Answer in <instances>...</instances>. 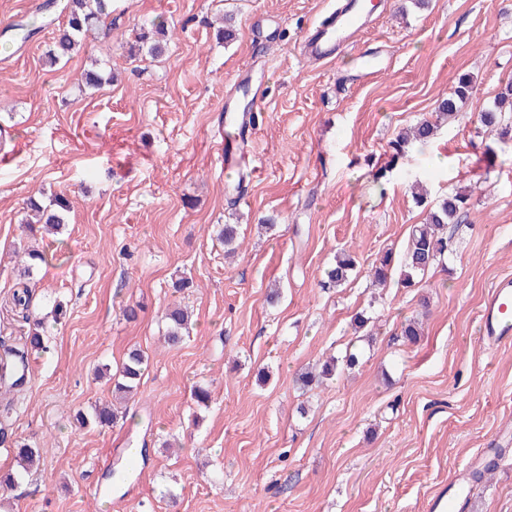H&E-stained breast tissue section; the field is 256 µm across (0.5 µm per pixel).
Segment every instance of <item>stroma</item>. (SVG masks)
<instances>
[{
	"label": "stroma",
	"instance_id": "stroma-1",
	"mask_svg": "<svg viewBox=\"0 0 512 512\" xmlns=\"http://www.w3.org/2000/svg\"><path fill=\"white\" fill-rule=\"evenodd\" d=\"M44 2L0 0V340L30 331L14 305L21 289L39 314L57 299L69 314L48 324L50 350L31 355L14 396V435L41 461L0 512H428L431 495L512 427V347L477 335L489 288L512 276V141L463 120L394 165L388 144L459 75L475 81L468 113L512 81V0H377L371 28L319 66L299 45L336 0H115L111 28L54 67L44 54L65 0ZM225 14L228 44L216 36ZM36 16L42 27L18 31ZM152 18L171 28L167 52L129 57L135 25ZM361 50L385 52L390 69L357 80ZM95 59L114 81L79 88ZM245 67L262 85L247 134L257 177L242 184L224 169L220 133ZM416 183L432 203L470 190L467 220L416 286L373 289L367 270L385 251L402 254L423 219ZM40 192L73 209L43 240L52 264L26 280L13 251L29 241L24 203ZM266 216L276 219L267 232ZM224 224L240 227L231 258L216 236ZM343 250L356 276L324 287ZM182 278L192 287L177 289ZM274 287L283 297L272 305ZM175 303L192 328L170 348L162 316ZM360 311L372 341L355 334ZM412 317L424 322L414 343L400 334ZM350 346L359 366L299 390L300 372ZM136 348L148 366L128 418L79 427L75 410L111 398V369ZM199 385L211 393L204 407ZM130 448L146 449L145 464L110 485ZM468 512H512L511 452Z\"/></svg>",
	"mask_w": 512,
	"mask_h": 512
}]
</instances>
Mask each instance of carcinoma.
<instances>
[{
    "instance_id": "1",
    "label": "carcinoma",
    "mask_w": 512,
    "mask_h": 512,
    "mask_svg": "<svg viewBox=\"0 0 512 512\" xmlns=\"http://www.w3.org/2000/svg\"><path fill=\"white\" fill-rule=\"evenodd\" d=\"M65 23L58 29L52 46L47 51L50 64H55L63 57L77 54L84 50L85 39L89 32L112 14V0H66L64 6ZM166 32L164 24L154 21H143L135 33V43L131 51L140 53L147 51L153 58L159 57L167 50L164 44ZM473 78L464 75L451 87L447 97L437 107L436 117H423L414 125L407 135L400 134L392 142L393 158L403 156L405 148L410 144L425 145L434 136L437 129L444 123H453L462 116V108L474 92ZM469 122L478 131L495 129L502 139L512 138V81L508 82L495 96L490 107L469 116ZM471 195L465 191H457L441 199L427 213L426 222L415 226L412 230L406 251L400 258L387 251L380 259L379 265L373 267L369 274L370 286L384 288L391 280L394 267H400V282L404 287L415 284V279L425 274L431 267L439 263L452 251V237L448 236V225L464 223L470 209ZM27 209L32 211L29 224H37L47 232H57L68 222L69 202L60 195L49 197L31 196L26 202ZM217 238L224 242V247L236 249L237 225L226 224L219 228ZM23 263V275L30 276L34 271L51 263L53 255L37 249H24L18 254ZM356 269V259L349 253L340 252L336 255L335 264L327 272L328 285L339 287L345 284L351 273ZM33 320V328L28 336L27 349L18 346H4V355L0 357V383L15 390L23 387L26 371L29 370V353L49 350L41 332L43 321L27 315ZM165 342L175 347L190 333L189 316L182 308L172 306L164 314ZM145 356L138 350L127 353L118 371L112 375L113 392L125 398L131 395L140 384L144 374ZM353 369L359 364L357 354L349 351L342 361L336 360L324 365L321 372H307L301 377V384L308 388L317 380L333 375L338 364ZM82 424L91 421L98 426H108L117 420V410L108 405L92 407L91 418L79 416ZM15 449L16 469L0 476V491L5 493L17 489L23 484L26 476L36 466L40 451L18 441L12 442Z\"/></svg>"
}]
</instances>
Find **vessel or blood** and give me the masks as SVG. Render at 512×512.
I'll return each instance as SVG.
<instances>
[{
    "label": "vessel or blood",
    "mask_w": 512,
    "mask_h": 512,
    "mask_svg": "<svg viewBox=\"0 0 512 512\" xmlns=\"http://www.w3.org/2000/svg\"><path fill=\"white\" fill-rule=\"evenodd\" d=\"M369 24V14L360 0H343L330 10L305 37L301 56L307 62L334 60L338 50L351 45L353 37ZM389 60L379 53L359 56L358 76L368 79L387 69ZM481 343L491 348L512 345V277H501L489 289L478 315ZM512 446V432L504 430L493 435L486 448L467 463L447 488L441 489L429 500L430 512H461L473 490L469 481L471 470L483 467L495 459L498 449Z\"/></svg>",
    "instance_id": "vessel-or-blood-1"
}]
</instances>
